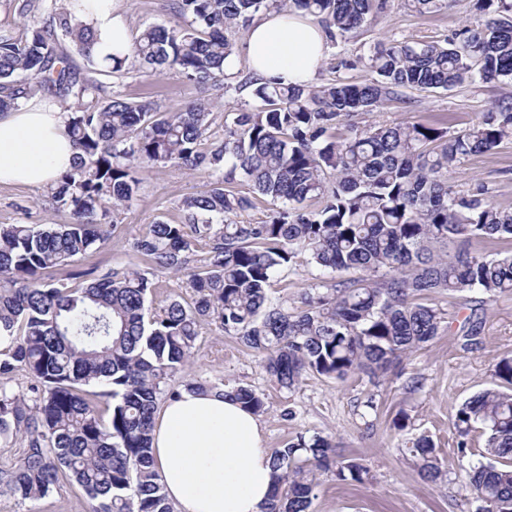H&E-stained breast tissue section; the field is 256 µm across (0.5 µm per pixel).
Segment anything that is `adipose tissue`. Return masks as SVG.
<instances>
[{
    "label": "adipose tissue",
    "instance_id": "adipose-tissue-1",
    "mask_svg": "<svg viewBox=\"0 0 512 512\" xmlns=\"http://www.w3.org/2000/svg\"><path fill=\"white\" fill-rule=\"evenodd\" d=\"M76 19L97 33V55L130 54L133 36L120 0H75ZM328 49L323 26L303 11H273L248 27L241 57L258 81L306 84ZM67 116L54 101L34 96L0 113V184L40 188L72 165ZM153 454L177 512H263L273 480L258 415L217 390L182 391L160 409Z\"/></svg>",
    "mask_w": 512,
    "mask_h": 512
}]
</instances>
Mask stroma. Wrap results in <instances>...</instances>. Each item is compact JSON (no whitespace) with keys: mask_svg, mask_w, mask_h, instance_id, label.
<instances>
[{"mask_svg":"<svg viewBox=\"0 0 512 512\" xmlns=\"http://www.w3.org/2000/svg\"><path fill=\"white\" fill-rule=\"evenodd\" d=\"M481 20L474 0H447L441 11L421 15L407 0H388L386 9L363 28L337 38L316 71L312 83L321 86L345 77L360 84L372 74L363 58L380 41L442 42L454 38ZM120 92L134 101H151L176 110L201 97L215 104L216 115L236 111L243 94L228 87L203 91L172 71L149 74L134 72L123 79ZM512 103V81L474 80L447 91H399L397 98L355 117L358 127L398 122H424L462 130L476 122L494 103ZM448 180L457 190L477 196L502 208H512V139L486 153L469 156L448 170ZM209 181L207 173L167 166L143 174L142 189L127 207L111 213L116 225L111 238L95 245L84 266L98 273L115 267L142 269L134 248L148 224L163 219L178 223L180 200L200 191ZM69 209L53 207L44 189L0 185V224H70ZM156 288L148 303L159 308L170 300L192 303L195 293L187 274L152 270ZM318 272L297 261L277 274L272 296L297 301L312 288ZM440 305L453 320L441 336L427 347L404 356L400 362L371 383L365 374L342 380L310 375L295 391L279 388L264 368L262 353L225 335L217 323L205 325L195 341L191 362L172 379L175 388L194 382L244 385L260 394L265 408L260 414L266 447H283L297 436L319 434L331 437L338 454L358 459L368 470L363 481H342L335 471L318 475L313 512H476L477 502L468 491L464 475L475 459L461 455L451 427L458 407L481 389L493 384V369L503 357L512 356V295L495 299L479 291L444 295ZM478 322L475 346H467L462 332L466 320ZM420 377L423 386L408 392L410 377ZM375 411L365 412L366 400ZM409 416V426L398 430L393 420L398 411ZM429 436L436 445L446 475L431 483L422 479L406 446L410 438ZM91 502L83 489L64 477L42 498L21 499L0 491V512H90Z\"/></svg>","mask_w":512,"mask_h":512,"instance_id":"stroma-1","label":"stroma"}]
</instances>
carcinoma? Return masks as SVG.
<instances>
[{
    "label": "carcinoma",
    "mask_w": 512,
    "mask_h": 512,
    "mask_svg": "<svg viewBox=\"0 0 512 512\" xmlns=\"http://www.w3.org/2000/svg\"><path fill=\"white\" fill-rule=\"evenodd\" d=\"M293 5L314 16L330 40L356 31L385 7L383 0H171L180 22L138 30L131 58L94 53L95 33L75 21L66 0H51L47 19L29 20L34 0H21L19 29L0 28V112L51 91L66 100L67 130L76 156L46 186L71 210V224H0V376L26 372L42 392L29 406L0 390V443L21 436L26 448L0 485L23 499L45 496L67 474L92 500V512H173L152 454L156 413L180 391L166 388L182 372L202 326L265 354V369L294 390L303 377L343 379L385 373L394 360L422 349L448 326L436 298L480 290L512 294V254L493 257L448 243L512 240V209L457 191L448 168L512 138V105L492 108L450 134L425 123H394L336 135L340 121L379 106L400 89L449 90L469 80H512V0H475L477 29L446 44L390 41L374 46L365 65L370 83L338 79L320 87L237 82L255 104L224 116V137L212 136V104L198 100L177 112L150 101L106 94L100 77L166 67L199 85L231 76L227 36L256 16ZM69 38L87 58L82 74L60 50ZM150 166L204 171L213 178L180 201L182 221L157 220L135 242L151 266L187 269L196 299L149 311L154 282L147 270L88 268L64 279L52 272L84 258L107 240L97 223L139 195V173ZM241 176L248 197L231 187ZM285 208L262 221L239 219L252 198ZM319 206L307 209L305 203ZM321 273L300 305L271 296L275 275L298 257ZM348 275L339 282L335 275ZM81 280L72 287L69 281ZM104 382L109 418L87 398ZM255 413L261 395L224 390ZM457 447L472 432L485 436L467 484L481 512H512V392L489 387L467 399L452 422ZM419 475L443 477L427 436L409 448ZM274 474L264 512H311L316 471L336 466L343 480L367 470L336 458L331 441L304 436L270 454Z\"/></svg>",
    "instance_id": "cac0c4a2"
}]
</instances>
